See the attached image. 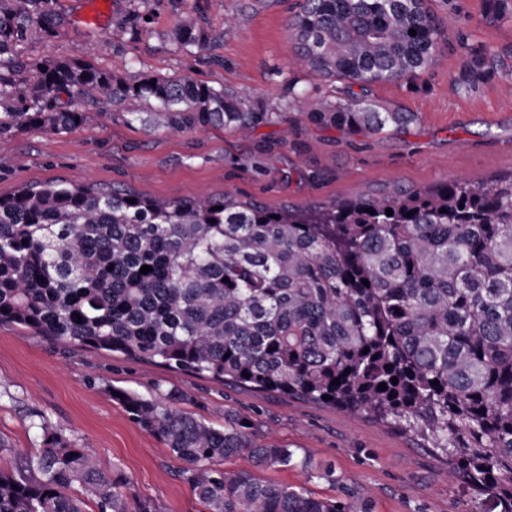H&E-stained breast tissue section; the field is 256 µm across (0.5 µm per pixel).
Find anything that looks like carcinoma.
Returning <instances> with one entry per match:
<instances>
[{"label": "carcinoma", "instance_id": "carcinoma-1", "mask_svg": "<svg viewBox=\"0 0 512 512\" xmlns=\"http://www.w3.org/2000/svg\"><path fill=\"white\" fill-rule=\"evenodd\" d=\"M59 25L52 0H0V136L72 132L114 104L131 124L173 133L249 130L272 117L189 77L128 81L89 60L18 57L21 43ZM290 30L298 68L359 88L312 113L347 134L412 123L414 113L380 106L371 88L429 70L448 44L426 0H303ZM172 39L202 51L209 37L184 20ZM456 39L470 55L458 91L503 66L468 35ZM144 265L153 271L140 273ZM2 323L390 420L448 457L451 477L512 512V175L278 209L228 194L162 200L61 179L24 186L0 196ZM116 392L190 465L210 512H368L215 469L245 455L260 467L296 466L294 450L257 442L245 418L215 428L171 406V395ZM41 430L37 458L0 467V512H83L69 494L75 482L101 512H155L88 449Z\"/></svg>", "mask_w": 512, "mask_h": 512}]
</instances>
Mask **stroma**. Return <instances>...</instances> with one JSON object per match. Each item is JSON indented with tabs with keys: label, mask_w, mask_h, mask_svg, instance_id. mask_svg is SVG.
I'll return each mask as SVG.
<instances>
[{
	"label": "stroma",
	"mask_w": 512,
	"mask_h": 512,
	"mask_svg": "<svg viewBox=\"0 0 512 512\" xmlns=\"http://www.w3.org/2000/svg\"><path fill=\"white\" fill-rule=\"evenodd\" d=\"M301 0H112L99 20L80 16L81 0H52L63 23L54 37L17 48L24 61L91 59L131 80L142 74L189 77L222 87L275 113L251 131L212 125L172 134L127 123L115 106L70 133L26 128L0 137V193L60 178L121 185L160 199L230 194L277 208L351 199L397 188L426 190L456 179L512 173V80L495 76L467 93L455 80L466 55L455 40L489 48L512 64V21L491 22V0H429L450 35L427 72L373 86L388 107L414 112L400 130L351 138L301 111L342 96L343 86L291 67L288 21ZM184 19L202 25L205 52L170 35ZM123 388L146 397L178 394L177 406L220 427L228 415L253 424L256 439L296 452L285 470L258 477L305 488L371 512H495L448 476V462L410 434L369 415L35 336L0 325V467L39 453L42 426L89 449L99 469L117 472L155 512H210L186 480L187 466L142 429L111 396ZM333 470L335 482L322 477Z\"/></svg>",
	"instance_id": "obj_1"
}]
</instances>
